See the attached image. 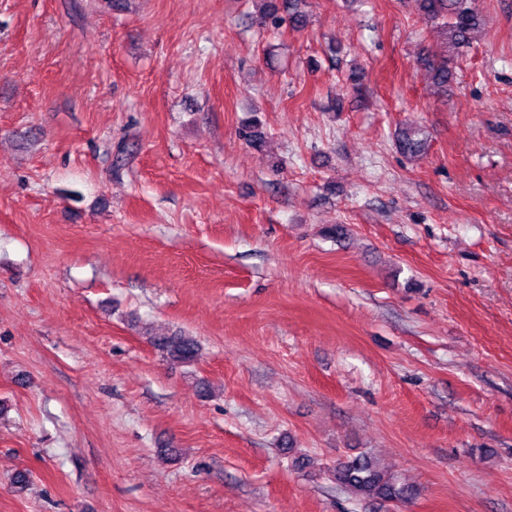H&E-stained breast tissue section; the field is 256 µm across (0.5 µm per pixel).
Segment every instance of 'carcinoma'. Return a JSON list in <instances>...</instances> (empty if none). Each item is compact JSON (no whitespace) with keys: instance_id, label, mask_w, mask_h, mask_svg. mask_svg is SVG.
Returning <instances> with one entry per match:
<instances>
[{"instance_id":"cac0c4a2","label":"carcinoma","mask_w":512,"mask_h":512,"mask_svg":"<svg viewBox=\"0 0 512 512\" xmlns=\"http://www.w3.org/2000/svg\"><path fill=\"white\" fill-rule=\"evenodd\" d=\"M299 3L300 0H263L272 24L286 22L293 29H301L306 23V15L300 10ZM412 3L419 17L439 26L444 35L446 50L442 53L428 50L420 61L431 71L435 84L445 88L456 64L455 55L470 46L474 33L485 24L484 17L476 8L475 0H412ZM242 135L255 148L265 143V134L256 121L245 127ZM398 142L401 152L407 155H416L424 148V139L415 127L402 129ZM149 343L174 362L191 364L200 356L198 342L190 336L152 335ZM329 472L337 485L357 498L397 503L408 494V489L398 485L392 473L378 468L365 457L338 462L329 468Z\"/></svg>"}]
</instances>
